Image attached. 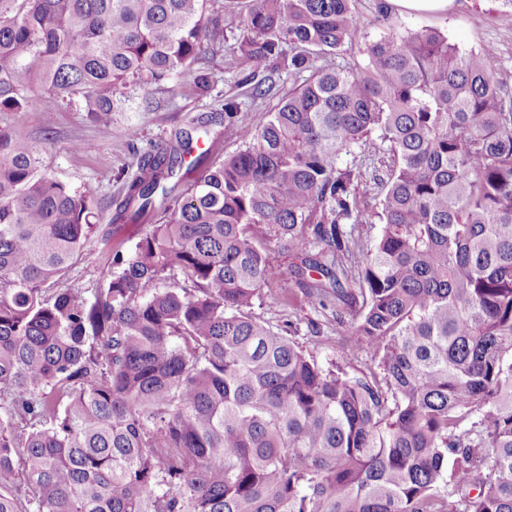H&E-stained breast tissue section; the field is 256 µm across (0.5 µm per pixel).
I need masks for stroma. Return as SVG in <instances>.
<instances>
[{"label": "stroma", "instance_id": "obj_1", "mask_svg": "<svg viewBox=\"0 0 512 512\" xmlns=\"http://www.w3.org/2000/svg\"><path fill=\"white\" fill-rule=\"evenodd\" d=\"M388 0H356L359 36L351 51L329 57L332 66L364 63L365 41L387 35L389 29L381 14ZM504 0H457L448 12L441 14L392 10L391 15L399 32L416 31L426 27L439 29L460 49L489 47L495 51V73L498 80L512 88V27L503 24L499 15ZM233 32H225L220 51L212 58L199 61L197 73L206 75L210 86L199 90L192 76L183 75L165 83L151 99H142L135 87L123 89L120 111L111 113L109 122H98L84 112L80 100L74 99L53 111L34 107L22 116L0 114V126L14 130L32 141L41 151L46 169L72 188L87 193L91 220L106 223L113 195L124 180L136 171L140 155L166 138L184 120L220 107L225 98L240 95V67L232 53ZM132 125L139 131L136 140L120 138L118 127ZM390 160L383 149H368L344 156L341 166H354L361 172L357 195L362 204L376 207L382 197L377 183ZM108 270L98 255L92 254L77 261L63 281L64 287L75 289L85 301H93L94 292L106 278ZM254 315L278 325L288 313H295L299 325L297 338L306 343L309 352L323 363L336 361L350 372L371 366L367 352L346 359L341 355L338 336L330 326H322V343L310 342L306 325L315 313L306 299H298L295 310L276 303L268 297L257 298Z\"/></svg>", "mask_w": 512, "mask_h": 512}]
</instances>
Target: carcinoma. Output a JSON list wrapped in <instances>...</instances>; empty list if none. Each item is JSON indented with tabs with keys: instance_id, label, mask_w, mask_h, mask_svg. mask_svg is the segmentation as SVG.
I'll list each match as a JSON object with an SVG mask.
<instances>
[{
	"instance_id": "carcinoma-1",
	"label": "carcinoma",
	"mask_w": 512,
	"mask_h": 512,
	"mask_svg": "<svg viewBox=\"0 0 512 512\" xmlns=\"http://www.w3.org/2000/svg\"><path fill=\"white\" fill-rule=\"evenodd\" d=\"M0 0V114L80 95L99 121L189 74L237 21L240 147L140 155L88 196L0 128V512H512V89L437 29L355 45L354 0ZM378 138L379 210L339 160ZM377 219L368 251L343 224ZM142 227L132 250L117 230ZM91 303L60 283L92 244ZM376 369L320 364L252 314L295 298ZM350 318H345V315Z\"/></svg>"
}]
</instances>
